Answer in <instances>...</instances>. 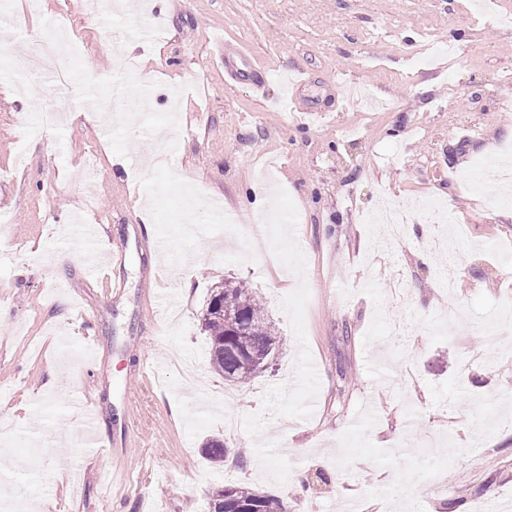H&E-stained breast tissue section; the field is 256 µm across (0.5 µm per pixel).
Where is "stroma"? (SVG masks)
<instances>
[{
  "label": "stroma",
  "instance_id": "obj_1",
  "mask_svg": "<svg viewBox=\"0 0 512 512\" xmlns=\"http://www.w3.org/2000/svg\"><path fill=\"white\" fill-rule=\"evenodd\" d=\"M138 2L94 16L84 0H0L18 34L0 40V424L17 468L0 500L18 489L50 512H211L225 483L287 512H474L489 499L512 512V334L482 329L512 302L498 252L512 202L469 181L512 144V0ZM57 28L82 47L62 59L64 98L33 64ZM220 35L268 72L262 91L225 86ZM116 49L146 67L114 72ZM295 68L305 103L334 118L290 111ZM382 191L407 224L394 246ZM269 192L290 231L253 251L211 206L253 225ZM424 198L465 237L418 249ZM88 222L104 227L97 241L81 236ZM91 266L123 293L88 283ZM227 279L256 292L284 343L244 384L209 370L200 322ZM84 394L107 451L68 407ZM213 437L228 448L217 465L201 452Z\"/></svg>",
  "mask_w": 512,
  "mask_h": 512
}]
</instances>
